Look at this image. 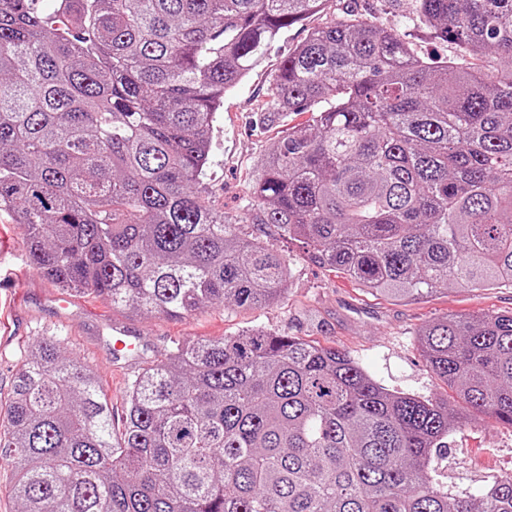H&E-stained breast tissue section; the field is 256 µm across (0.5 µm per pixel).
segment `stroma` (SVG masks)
<instances>
[{
  "mask_svg": "<svg viewBox=\"0 0 512 512\" xmlns=\"http://www.w3.org/2000/svg\"><path fill=\"white\" fill-rule=\"evenodd\" d=\"M288 28L272 44L261 66L224 95L214 124L207 174L199 194L224 213L226 221L253 234L250 224L251 175L256 161L281 133L255 117L270 100V78L311 25ZM263 240L289 263L291 277L283 299L264 308L215 305L183 317L134 316L99 298L70 295L25 263L22 226L0 217V394L9 395L20 355L33 338L57 336L66 350L93 366L112 401L115 428H122L128 382L139 363L114 364L103 350L108 324L137 333L146 361L164 359L172 343L217 339L260 328L344 350L379 384L421 397H443L447 386L427 367L416 343L421 326L447 315L512 311V288L457 286L426 297L394 302L359 288L341 273L316 266L296 243L276 233ZM431 474L449 494L479 497L500 479L512 476V427L487 417L472 419L448 437L447 454L431 463Z\"/></svg>",
  "mask_w": 512,
  "mask_h": 512,
  "instance_id": "stroma-1",
  "label": "stroma"
}]
</instances>
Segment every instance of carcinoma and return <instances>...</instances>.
<instances>
[{"label": "carcinoma", "instance_id": "cac0c4a2", "mask_svg": "<svg viewBox=\"0 0 512 512\" xmlns=\"http://www.w3.org/2000/svg\"><path fill=\"white\" fill-rule=\"evenodd\" d=\"M330 0H0V213L28 265L77 296L181 317L276 302L291 270L195 190L224 92ZM346 8L311 29L258 117L292 114L257 161L252 223L368 291L512 288V0ZM413 25L449 43L434 61ZM456 393L375 382L348 354L250 329L178 342L126 394L29 344L0 399L18 512H512V477L448 495L432 456L471 414L512 427V313L416 333Z\"/></svg>", "mask_w": 512, "mask_h": 512}]
</instances>
